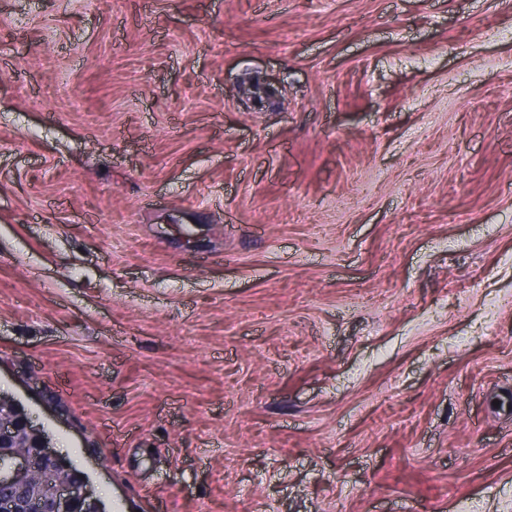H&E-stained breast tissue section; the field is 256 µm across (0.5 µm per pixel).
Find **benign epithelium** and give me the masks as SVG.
<instances>
[{
  "label": "benign epithelium",
  "mask_w": 512,
  "mask_h": 512,
  "mask_svg": "<svg viewBox=\"0 0 512 512\" xmlns=\"http://www.w3.org/2000/svg\"><path fill=\"white\" fill-rule=\"evenodd\" d=\"M0 512H100L83 475L0 395Z\"/></svg>",
  "instance_id": "1"
}]
</instances>
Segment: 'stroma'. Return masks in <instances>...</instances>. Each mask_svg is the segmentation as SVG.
<instances>
[{"mask_svg": "<svg viewBox=\"0 0 512 512\" xmlns=\"http://www.w3.org/2000/svg\"><path fill=\"white\" fill-rule=\"evenodd\" d=\"M0 393L103 512H512V0H0Z\"/></svg>", "mask_w": 512, "mask_h": 512, "instance_id": "obj_1", "label": "stroma"}]
</instances>
